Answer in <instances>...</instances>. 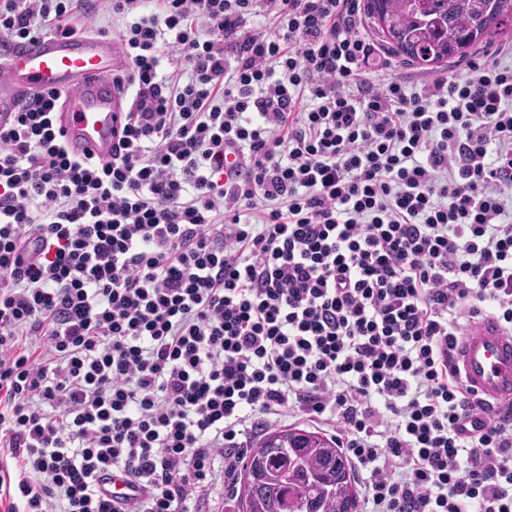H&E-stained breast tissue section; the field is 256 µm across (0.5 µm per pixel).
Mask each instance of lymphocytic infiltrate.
I'll list each match as a JSON object with an SVG mask.
<instances>
[{
  "mask_svg": "<svg viewBox=\"0 0 512 512\" xmlns=\"http://www.w3.org/2000/svg\"><path fill=\"white\" fill-rule=\"evenodd\" d=\"M361 4L0 0L17 40L110 11L128 63L110 161L56 91L0 128L4 512H189L285 412L338 430L365 512H512V421L450 356L512 331V46L410 92Z\"/></svg>",
  "mask_w": 512,
  "mask_h": 512,
  "instance_id": "f902f5d3",
  "label": "lymphocytic infiltrate"
}]
</instances>
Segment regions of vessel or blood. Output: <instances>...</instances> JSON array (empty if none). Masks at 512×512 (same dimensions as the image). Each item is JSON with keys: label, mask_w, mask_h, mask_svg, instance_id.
<instances>
[{"label": "vessel or blood", "mask_w": 512, "mask_h": 512, "mask_svg": "<svg viewBox=\"0 0 512 512\" xmlns=\"http://www.w3.org/2000/svg\"><path fill=\"white\" fill-rule=\"evenodd\" d=\"M126 68L117 46L103 37L0 39V126L12 125L20 100L60 91L57 124L69 151L110 160L126 110L115 79ZM453 364L470 398L495 408L512 404V333L495 319L458 337Z\"/></svg>", "instance_id": "vessel-or-blood-1"}]
</instances>
